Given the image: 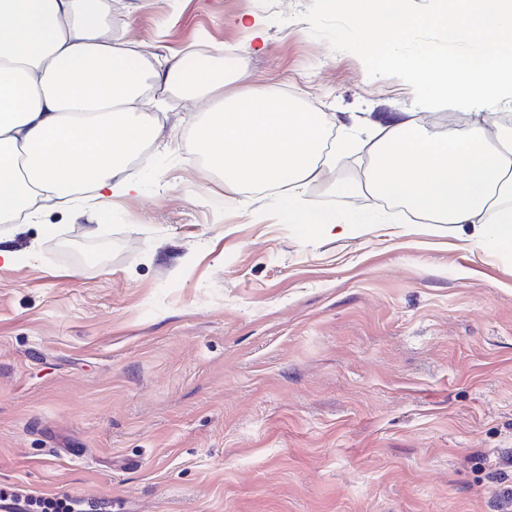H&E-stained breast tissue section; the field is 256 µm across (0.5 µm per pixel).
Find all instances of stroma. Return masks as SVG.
Masks as SVG:
<instances>
[{
  "label": "stroma",
  "mask_w": 512,
  "mask_h": 512,
  "mask_svg": "<svg viewBox=\"0 0 512 512\" xmlns=\"http://www.w3.org/2000/svg\"><path fill=\"white\" fill-rule=\"evenodd\" d=\"M326 0H112L146 53L198 47L300 111L367 125L459 123L364 55ZM260 22L261 38L248 27ZM166 95L132 161L139 195L0 226V487L112 512H512V255L313 187L309 204L388 216L344 235L280 223L275 195H225Z\"/></svg>",
  "instance_id": "35a3bbf8"
}]
</instances>
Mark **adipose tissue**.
I'll return each instance as SVG.
<instances>
[{
  "instance_id": "ef3b65f1",
  "label": "adipose tissue",
  "mask_w": 512,
  "mask_h": 512,
  "mask_svg": "<svg viewBox=\"0 0 512 512\" xmlns=\"http://www.w3.org/2000/svg\"><path fill=\"white\" fill-rule=\"evenodd\" d=\"M336 13L368 17L362 49L401 70L433 102L466 111L464 127L431 130L407 113L379 116L365 140L373 165L361 190L410 205L436 224L478 226L485 243L512 252V125L493 105L512 98V0H438L414 13L409 0H330ZM112 0H0V223L56 208L95 232L101 206L140 193L126 171L158 136L147 90L207 102L198 128L202 151L224 190L277 189L281 223L324 234L374 223L371 213L307 208L306 191L330 183L321 113L264 87L249 105L225 95L245 72L225 74L203 60L144 55L114 36ZM423 29L473 44L449 54L420 43L412 57L392 43Z\"/></svg>"
}]
</instances>
